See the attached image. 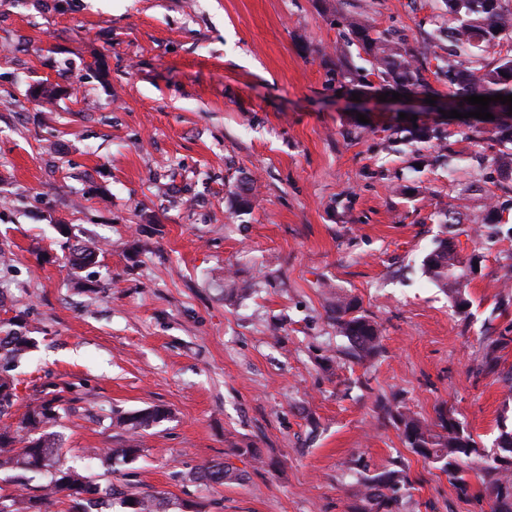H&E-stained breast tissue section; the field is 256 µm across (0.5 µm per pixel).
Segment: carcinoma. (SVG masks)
Listing matches in <instances>:
<instances>
[{
    "label": "carcinoma",
    "instance_id": "carcinoma-1",
    "mask_svg": "<svg viewBox=\"0 0 512 512\" xmlns=\"http://www.w3.org/2000/svg\"><path fill=\"white\" fill-rule=\"evenodd\" d=\"M447 2L448 23L440 27V32L448 40V56L455 58V63L448 64V73L452 74L448 96L512 95V54L508 52L487 64L479 58V53L512 40V11L505 9L502 0ZM350 31L371 57L382 81L414 93L431 91L421 77L415 49L385 34L372 37L357 23L350 24ZM403 139L410 143L435 140L442 146L448 135L436 128L420 127L404 130ZM422 272L448 292L459 312H465L469 277L452 240H438L425 256ZM334 320L336 331L349 343L344 353L348 361L360 364L379 354V326L359 311L355 299L336 297ZM511 343L512 336L488 339L481 356V370L488 375L497 374L498 351ZM32 346L31 338L20 329L0 336V387L14 382L12 371ZM54 402L53 398H38L28 405L17 426L0 427V470H17L18 478L26 481L42 475L44 470L50 474V479L40 485L38 495H0V512H50L62 496L69 502L68 512H107L112 507V489H103L91 478L64 467L59 446L45 433L44 428L54 419ZM383 410L402 426L407 447L448 475L457 496H470L473 474L481 481L482 496L488 501L490 512H512V463L500 465L480 448L447 404L439 406L432 421L387 406ZM166 416L165 409L149 407L118 417L116 425L134 437ZM139 452L129 443L108 449L105 458L112 468L126 466L136 460ZM201 478L212 486H222L242 480V475L224 463L204 468ZM411 483L410 473L404 468L374 475L358 493L362 502L360 512H395L396 493ZM122 505L127 512H167V503L150 494H134L125 498Z\"/></svg>",
    "mask_w": 512,
    "mask_h": 512
}]
</instances>
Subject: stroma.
Listing matches in <instances>:
<instances>
[{
  "label": "stroma",
  "instance_id": "1",
  "mask_svg": "<svg viewBox=\"0 0 512 512\" xmlns=\"http://www.w3.org/2000/svg\"><path fill=\"white\" fill-rule=\"evenodd\" d=\"M445 0H0V325L35 339L5 423L53 389L66 465L181 512H354L367 477L406 466L397 512H490L412 452L383 402L428 419L447 403L495 450L512 389L478 373L512 336V190L493 134L428 104L381 101L350 22L433 52ZM60 89L52 109L34 86ZM366 122H359V115ZM448 133L390 144L411 124ZM251 179L253 206L229 208ZM493 204V228L453 229L477 263L458 312L426 280L451 197ZM87 241L95 265L68 259ZM382 330L381 354L341 360L336 297ZM159 406L141 454L113 418ZM242 481L212 488L203 466ZM512 342V336H497L489 338L485 344L481 356V370L486 374L496 375L498 368L500 349L506 348Z\"/></svg>",
  "mask_w": 512,
  "mask_h": 512
}]
</instances>
